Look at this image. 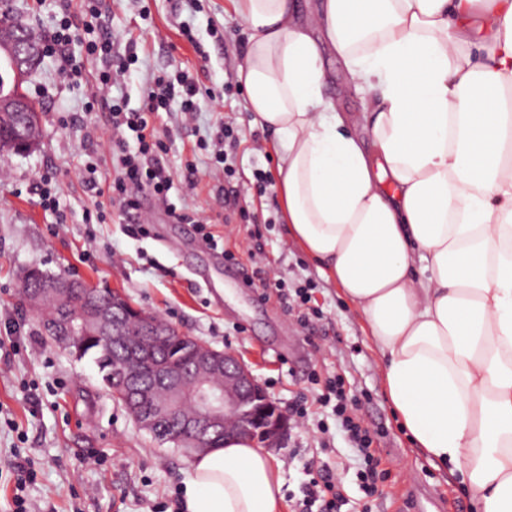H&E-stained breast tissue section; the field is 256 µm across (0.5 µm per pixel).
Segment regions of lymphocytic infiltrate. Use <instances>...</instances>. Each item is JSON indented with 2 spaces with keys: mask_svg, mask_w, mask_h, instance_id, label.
I'll list each match as a JSON object with an SVG mask.
<instances>
[{
  "mask_svg": "<svg viewBox=\"0 0 512 512\" xmlns=\"http://www.w3.org/2000/svg\"><path fill=\"white\" fill-rule=\"evenodd\" d=\"M81 4L83 11L77 15L71 9L70 0H59V17L45 35L43 53L56 59L67 82L82 74V66L71 51L73 43H80L86 56L98 64L86 108L109 115L112 129L110 160L115 171L110 186L112 198L129 213L140 210L142 198L148 195L164 203L176 221L188 222V215L170 200L173 178L163 160L166 147L157 134L163 113L171 107H178L188 117L199 111L200 87L187 71L181 72L173 82L158 75L146 82L141 105L131 106L121 88L130 77L131 65L139 60L138 43L130 39L124 46H117L111 32L99 23L102 15L100 0H81ZM214 142L216 160L224 166L226 181L212 185L210 192L216 200L223 202L225 221L249 220L250 211L242 205L240 191L229 182L236 172L235 160L242 142L234 120L219 123ZM261 286L263 290L276 292L284 310L300 327L309 328L320 319L321 309L311 304L315 289L312 281L297 285L290 293L286 292L282 281L275 278H263ZM315 401L319 407L331 408L361 457L363 466L357 476L362 491L369 497L378 495L376 482L380 461L372 452L375 433L355 415L343 378H327L323 393L318 394ZM300 492L295 512H338V505L343 500L334 475L326 466L304 482Z\"/></svg>",
  "mask_w": 512,
  "mask_h": 512,
  "instance_id": "lymphocytic-infiltrate-1",
  "label": "lymphocytic infiltrate"
}]
</instances>
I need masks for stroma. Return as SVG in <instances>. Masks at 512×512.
Returning a JSON list of instances; mask_svg holds the SVG:
<instances>
[{
	"label": "stroma",
	"mask_w": 512,
	"mask_h": 512,
	"mask_svg": "<svg viewBox=\"0 0 512 512\" xmlns=\"http://www.w3.org/2000/svg\"><path fill=\"white\" fill-rule=\"evenodd\" d=\"M110 30L133 31L145 50L126 87L131 106L152 74L190 70L205 94L191 120L173 111L163 118L164 157L174 186L209 230L223 237L213 247L196 225L180 224L157 207L146 227L126 223L108 198H94L81 175L97 165L99 182H110L102 163L112 146L108 115L85 109L89 85L64 83L53 59L43 58L26 85L43 107L41 143L26 154L0 155V512H13L22 494L26 512H180L191 458L159 445L125 409L105 396L96 368L56 348L20 300L23 271L48 272L121 290L144 310L211 346L235 351L270 398L283 409L311 401L312 373L346 375L365 424L377 429L376 446L387 476L373 512H476L463 486L412 448L384 397L381 362L363 317L298 243L288 237L276 190L250 189L253 170L275 174L277 156L267 134L249 126L246 91L225 92L242 63L248 30L229 0H123ZM193 28L196 44L181 36ZM235 119L244 138L238 180L255 224L224 221V206L208 194L214 173L215 127ZM200 180L190 188L188 166ZM54 177L62 199L59 215L44 212L31 193L42 176ZM101 222H94V215ZM264 245L266 270L312 279L325 319L315 332L298 327L277 298L244 282L252 266L250 232ZM281 463L283 494L296 497L310 470L328 462L341 483L342 512H361L355 482L356 452L338 430L320 434L313 423L295 424ZM29 460L33 479L17 492L12 464Z\"/></svg>",
	"instance_id": "35a3bbf8"
}]
</instances>
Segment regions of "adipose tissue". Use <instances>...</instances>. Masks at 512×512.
Wrapping results in <instances>:
<instances>
[{"label":"adipose tissue","mask_w":512,"mask_h":512,"mask_svg":"<svg viewBox=\"0 0 512 512\" xmlns=\"http://www.w3.org/2000/svg\"><path fill=\"white\" fill-rule=\"evenodd\" d=\"M289 236L359 310L386 396L478 512H512V0H230ZM365 106L326 96L325 53ZM243 438L194 458L182 512H281Z\"/></svg>","instance_id":"obj_1"}]
</instances>
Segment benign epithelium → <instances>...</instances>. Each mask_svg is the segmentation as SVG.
Segmentation results:
<instances>
[{
	"instance_id": "obj_1",
	"label": "benign epithelium",
	"mask_w": 512,
	"mask_h": 512,
	"mask_svg": "<svg viewBox=\"0 0 512 512\" xmlns=\"http://www.w3.org/2000/svg\"><path fill=\"white\" fill-rule=\"evenodd\" d=\"M41 44L31 31L18 37L13 28L0 24V59L10 62L9 71L21 81L39 58ZM6 110L26 127L28 134L0 141V147L14 153H27L38 142L29 120L32 105L21 96L6 95L0 99V110ZM34 277L39 288L22 293L29 305L54 303L64 310L59 318L43 324L45 335L66 349L73 341L90 332L108 340L119 351V376L126 392V410L150 406V412L136 418L139 427L159 441L172 444L187 453H201L213 447L217 438L232 435L250 439L263 448H279L291 430L290 416L273 402L249 367L231 350H219L181 333L159 316L135 307L114 290L109 300L100 298L98 289L84 285L80 290L73 280L47 275L32 266L24 272ZM83 297V307L72 310L74 295ZM141 324L146 335L160 343L176 338L190 345L191 359L181 369H173L165 358H156L152 378L139 372L144 352L130 344L127 329Z\"/></svg>"
}]
</instances>
